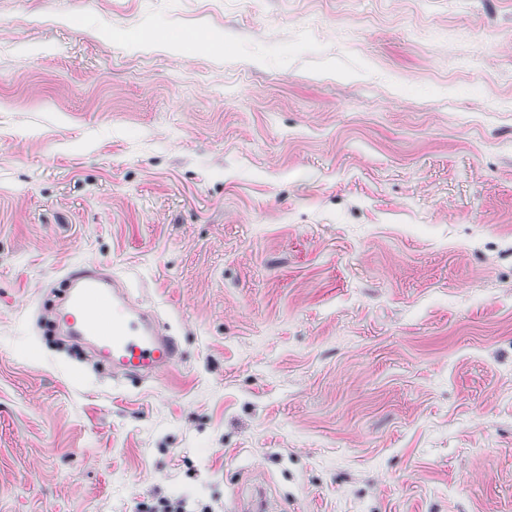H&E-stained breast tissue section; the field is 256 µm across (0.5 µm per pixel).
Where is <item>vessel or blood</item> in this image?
<instances>
[{"mask_svg": "<svg viewBox=\"0 0 512 512\" xmlns=\"http://www.w3.org/2000/svg\"><path fill=\"white\" fill-rule=\"evenodd\" d=\"M66 283V335L91 340L97 358L114 372L143 379L178 362V341L159 330L155 312L132 298L122 278L75 265Z\"/></svg>", "mask_w": 512, "mask_h": 512, "instance_id": "vessel-or-blood-1", "label": "vessel or blood"}]
</instances>
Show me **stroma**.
I'll use <instances>...</instances> for the list:
<instances>
[{
	"mask_svg": "<svg viewBox=\"0 0 512 512\" xmlns=\"http://www.w3.org/2000/svg\"><path fill=\"white\" fill-rule=\"evenodd\" d=\"M178 339L54 346L74 263ZM512 512V0H0V512Z\"/></svg>",
	"mask_w": 512,
	"mask_h": 512,
	"instance_id": "35a3bbf8",
	"label": "stroma"
}]
</instances>
